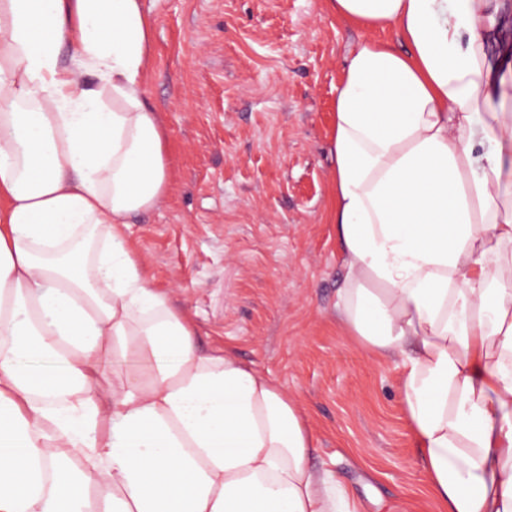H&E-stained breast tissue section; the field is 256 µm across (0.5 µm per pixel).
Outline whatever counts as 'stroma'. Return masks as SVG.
Masks as SVG:
<instances>
[{
	"instance_id": "stroma-1",
	"label": "stroma",
	"mask_w": 512,
	"mask_h": 512,
	"mask_svg": "<svg viewBox=\"0 0 512 512\" xmlns=\"http://www.w3.org/2000/svg\"><path fill=\"white\" fill-rule=\"evenodd\" d=\"M154 21L146 102L168 135L171 190L127 236L208 352L232 344L308 414L311 462L364 512H433L394 361L336 322L344 276L326 221L328 141L345 58L384 38L324 0H142Z\"/></svg>"
}]
</instances>
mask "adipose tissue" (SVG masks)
<instances>
[{
    "label": "adipose tissue",
    "mask_w": 512,
    "mask_h": 512,
    "mask_svg": "<svg viewBox=\"0 0 512 512\" xmlns=\"http://www.w3.org/2000/svg\"><path fill=\"white\" fill-rule=\"evenodd\" d=\"M336 319L395 361L435 512H512V61L501 0H324ZM142 0H0V512H362L298 401L126 236L170 187ZM100 491L102 500L91 497Z\"/></svg>",
    "instance_id": "1"
}]
</instances>
